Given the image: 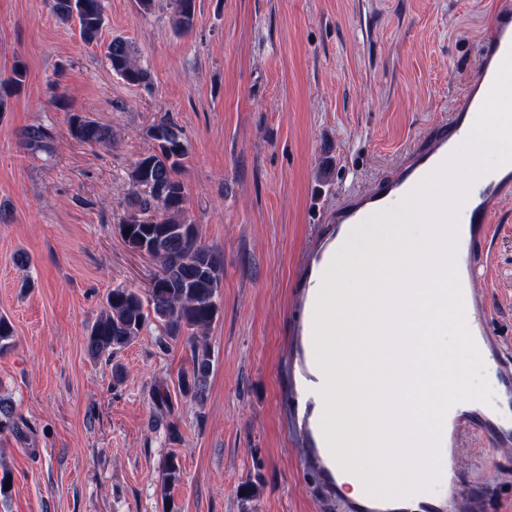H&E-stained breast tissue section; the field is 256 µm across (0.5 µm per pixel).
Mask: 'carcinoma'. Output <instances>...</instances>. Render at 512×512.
<instances>
[{"mask_svg":"<svg viewBox=\"0 0 512 512\" xmlns=\"http://www.w3.org/2000/svg\"><path fill=\"white\" fill-rule=\"evenodd\" d=\"M171 6L175 33L191 31L196 20V0H172ZM51 10L62 23L77 22L86 44L99 41L105 24L102 0H51ZM105 56L113 72L127 83L149 85V72L126 39L112 38ZM26 78L25 63L15 60L11 75L0 81V111L7 108L8 98L24 87ZM68 130L73 139L82 143H112L111 129L79 113L71 114ZM146 135L154 148L140 157L130 172L141 196L122 224V237L130 249L152 257L159 272L143 291L119 286L107 293L103 309L86 337V349L93 359L112 360L140 335L147 323L154 321L159 328V347L179 342L188 347L190 367L178 375L176 387L182 399L201 403L213 369L208 330L221 312L224 257L202 243L199 225L187 215L184 186L177 177L188 154L181 130L173 122L161 120L149 126ZM55 138L56 132L44 125L31 126L23 133L30 149L47 155L52 153ZM150 210L161 212L160 220L143 219ZM13 339L11 322L0 315V353L12 347ZM153 399L156 407L172 413L173 401L167 386H155ZM28 429L13 405L0 399V432L23 436ZM162 472L161 492L167 497L182 477L181 459L176 452L164 457Z\"/></svg>","mask_w":512,"mask_h":512,"instance_id":"obj_1","label":"carcinoma"}]
</instances>
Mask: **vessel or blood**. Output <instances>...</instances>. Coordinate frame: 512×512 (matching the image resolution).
I'll return each mask as SVG.
<instances>
[{
    "instance_id": "obj_1",
    "label": "vessel or blood",
    "mask_w": 512,
    "mask_h": 512,
    "mask_svg": "<svg viewBox=\"0 0 512 512\" xmlns=\"http://www.w3.org/2000/svg\"><path fill=\"white\" fill-rule=\"evenodd\" d=\"M511 49L512 0H501L492 30L478 48L475 72L447 122L430 127L387 175L369 187L347 194L328 213L327 231L316 244L307 272L298 283L300 305L295 329L298 338L295 362L299 378L290 407L302 419L308 444L305 462L319 475L322 492L335 498L342 512H484L483 494L473 488L459 463L462 435L476 432L495 443L512 436V358L496 343L488 310L475 292V283L484 269V256L492 241L489 216L500 201L512 196V163L479 177L459 210L456 266L467 324L478 350L484 355L493 397L491 404L463 402L448 412L440 437L444 450L440 455L441 474L435 490L401 498L378 497L365 491L353 499L340 496L344 472L320 424L325 403L320 388L315 385L320 368L314 344L317 285L322 282L334 254L345 244L355 225L394 207L453 155L457 144L469 134L498 68Z\"/></svg>"
}]
</instances>
